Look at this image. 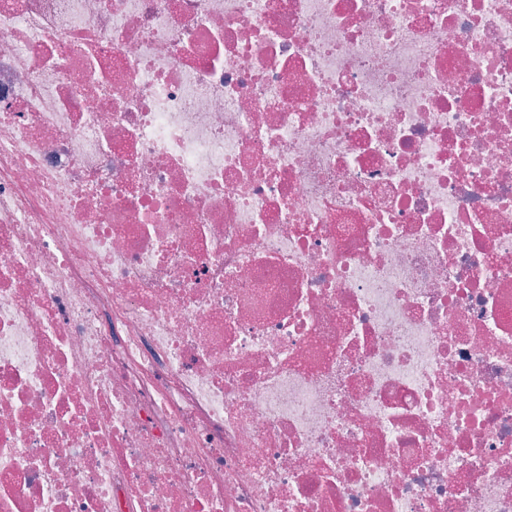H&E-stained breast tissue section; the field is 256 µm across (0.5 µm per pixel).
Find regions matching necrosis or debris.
Instances as JSON below:
<instances>
[{
	"label": "necrosis or debris",
	"mask_w": 512,
	"mask_h": 512,
	"mask_svg": "<svg viewBox=\"0 0 512 512\" xmlns=\"http://www.w3.org/2000/svg\"><path fill=\"white\" fill-rule=\"evenodd\" d=\"M0 512H512V0H0Z\"/></svg>",
	"instance_id": "4bbe7bcc"
}]
</instances>
